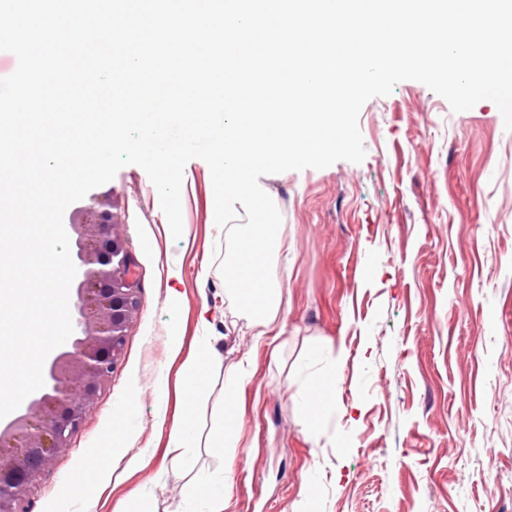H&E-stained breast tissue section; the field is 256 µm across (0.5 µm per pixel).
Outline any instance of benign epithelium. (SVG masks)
I'll use <instances>...</instances> for the list:
<instances>
[{"instance_id":"7a95c632","label":"benign epithelium","mask_w":512,"mask_h":512,"mask_svg":"<svg viewBox=\"0 0 512 512\" xmlns=\"http://www.w3.org/2000/svg\"><path fill=\"white\" fill-rule=\"evenodd\" d=\"M78 208L74 331L44 366V386L0 424V512H29L31 487L68 448L73 433L120 358L138 313L134 261L112 202L98 195Z\"/></svg>"}]
</instances>
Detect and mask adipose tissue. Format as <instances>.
I'll return each mask as SVG.
<instances>
[{
	"label": "adipose tissue",
	"instance_id": "1",
	"mask_svg": "<svg viewBox=\"0 0 512 512\" xmlns=\"http://www.w3.org/2000/svg\"><path fill=\"white\" fill-rule=\"evenodd\" d=\"M172 362L179 365V377L188 409L186 416L173 421L168 432L167 450L173 453L175 461H182L191 448H221L231 452L237 448L243 425L240 411V395L253 375L250 357H242L224 368V410L222 412L220 433L217 437L204 439L197 433L189 416L195 407L196 397L205 389L204 369L208 363L218 358L219 352L215 339L211 336L197 337L194 354L191 358L181 359L182 335L173 331L168 337ZM343 362L342 357L329 359V372L305 382L299 392L297 411L306 419L321 420L330 415L334 408L335 379L333 370Z\"/></svg>",
	"mask_w": 512,
	"mask_h": 512
}]
</instances>
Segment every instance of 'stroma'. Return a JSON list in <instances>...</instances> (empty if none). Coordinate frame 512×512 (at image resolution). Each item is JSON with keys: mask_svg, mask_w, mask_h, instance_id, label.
<instances>
[{"mask_svg": "<svg viewBox=\"0 0 512 512\" xmlns=\"http://www.w3.org/2000/svg\"><path fill=\"white\" fill-rule=\"evenodd\" d=\"M359 128L362 163L259 179L289 244L272 269L290 299L279 366L267 345L252 347L224 293L205 161L185 166L178 239L141 167L97 187L122 219L140 311L70 448L32 487L30 512H53L88 460L145 450L146 466L104 473L69 512H190L181 485L201 476L231 484L224 512H295L307 496L317 512H512V132L492 101L456 113L414 80L368 100ZM172 291L183 305L167 303ZM174 329L215 337L221 354L192 414L207 434L219 425L225 364L256 354L238 448L197 449L182 469L155 425L159 411L182 412L176 381L166 398L155 392ZM311 343L344 359L336 408L315 423L297 414L289 373Z\"/></svg>", "mask_w": 512, "mask_h": 512, "instance_id": "35a3bbf8", "label": "stroma"}]
</instances>
